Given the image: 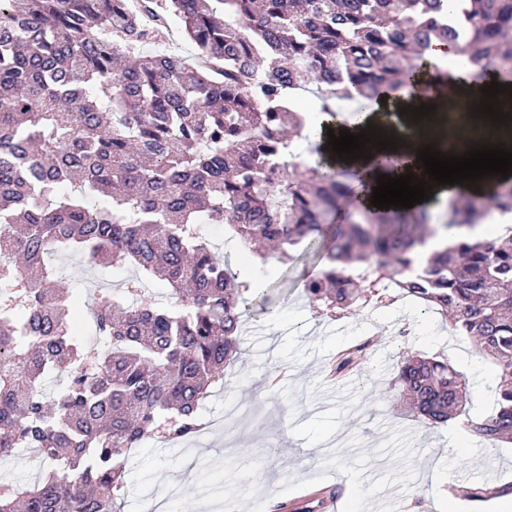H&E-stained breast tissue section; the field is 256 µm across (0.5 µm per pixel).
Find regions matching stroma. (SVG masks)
<instances>
[{"label":"stroma","mask_w":512,"mask_h":512,"mask_svg":"<svg viewBox=\"0 0 512 512\" xmlns=\"http://www.w3.org/2000/svg\"><path fill=\"white\" fill-rule=\"evenodd\" d=\"M201 237L237 271L248 290L239 352L200 410L209 433L188 444L145 434L126 462L117 512H298L316 494L341 488L338 508L358 512H445L448 487L470 478L512 482V446L460 438L462 418L432 424L407 412L396 383L401 363L443 356L469 381L470 415L489 410L495 376L473 344L447 320L403 298L368 315L360 304L337 313L310 305L304 279L327 260L322 242L304 245L292 261L255 267L227 226L204 224ZM81 303L96 289L121 287L131 269L110 280L78 259L57 254ZM275 294L274 314L258 302ZM370 348L360 372L337 381L327 367L360 341Z\"/></svg>","instance_id":"35a3bbf8"}]
</instances>
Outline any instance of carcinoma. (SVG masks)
I'll return each mask as SVG.
<instances>
[{
  "instance_id": "1",
  "label": "carcinoma",
  "mask_w": 512,
  "mask_h": 512,
  "mask_svg": "<svg viewBox=\"0 0 512 512\" xmlns=\"http://www.w3.org/2000/svg\"><path fill=\"white\" fill-rule=\"evenodd\" d=\"M173 17L197 61L143 52ZM435 44L483 79H511L512 0H0V459L30 448L43 468L33 487L0 484V512H115L148 430L197 434L245 314L239 275L202 224L288 261L329 237L326 267L303 282L311 303L378 307L392 284L449 317L497 372L493 408L465 428L512 443V244L473 233L512 213V180L485 201L454 199L439 224L431 210L378 221L349 207L355 170L326 172L319 147L302 161L285 135L307 125L300 92L315 87L333 117L339 100L369 108L419 82ZM455 230L457 244L416 264L417 248ZM54 252L165 282L177 306L100 290L90 348L66 318L77 294L46 287ZM368 349H345L331 374L360 370ZM397 383L432 423L467 413V384L443 359L406 360ZM452 494L478 503L512 483Z\"/></svg>"
}]
</instances>
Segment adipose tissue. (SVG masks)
I'll return each mask as SVG.
<instances>
[{
    "mask_svg": "<svg viewBox=\"0 0 512 512\" xmlns=\"http://www.w3.org/2000/svg\"><path fill=\"white\" fill-rule=\"evenodd\" d=\"M481 89L482 85L478 82L450 79L446 93L437 95L432 100L435 110L430 122L414 125L413 134L409 137L402 135L400 127L390 117L391 111L395 109L420 107L421 102L418 98L405 94L393 101L377 102L371 110L364 112L358 121L352 123L349 130L358 133L371 125L387 133L388 137L398 139L397 152L405 156L406 163L395 168V175L399 176L409 171L418 176L422 174L423 168L415 156L424 143L435 144L437 150L444 153L447 152L449 145L470 133V110L482 101Z\"/></svg>",
    "mask_w": 512,
    "mask_h": 512,
    "instance_id": "ef3b65f1",
    "label": "adipose tissue"
}]
</instances>
